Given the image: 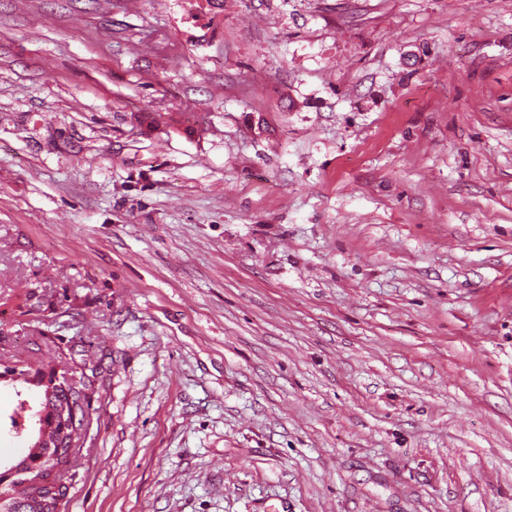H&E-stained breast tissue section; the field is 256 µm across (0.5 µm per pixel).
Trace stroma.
I'll return each mask as SVG.
<instances>
[{"label":"stroma","instance_id":"35a3bbf8","mask_svg":"<svg viewBox=\"0 0 512 512\" xmlns=\"http://www.w3.org/2000/svg\"><path fill=\"white\" fill-rule=\"evenodd\" d=\"M81 345L67 512H512V0H0V364Z\"/></svg>","mask_w":512,"mask_h":512}]
</instances>
